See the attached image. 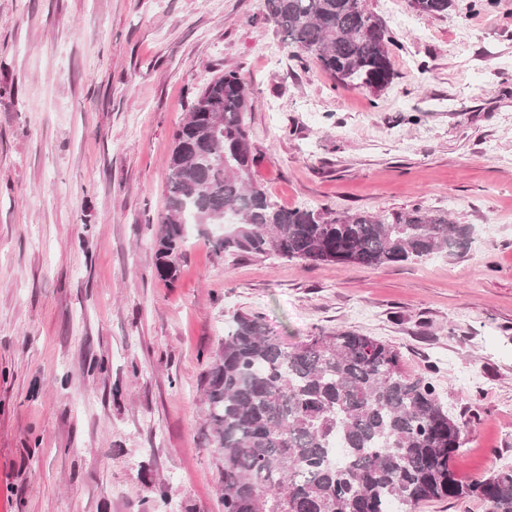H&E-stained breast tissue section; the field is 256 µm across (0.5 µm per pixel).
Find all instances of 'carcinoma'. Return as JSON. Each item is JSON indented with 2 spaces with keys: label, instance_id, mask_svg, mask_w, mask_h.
I'll use <instances>...</instances> for the list:
<instances>
[{
  "label": "carcinoma",
  "instance_id": "carcinoma-1",
  "mask_svg": "<svg viewBox=\"0 0 512 512\" xmlns=\"http://www.w3.org/2000/svg\"><path fill=\"white\" fill-rule=\"evenodd\" d=\"M443 15L450 0H411ZM265 18L297 57L341 84L376 91L394 79L392 28L361 0H264ZM253 103L228 70L194 94L173 132L168 209L155 268L178 277L185 228L224 225L217 255L311 265L376 267L435 254L463 257L473 227L420 205L378 215L283 208L252 181L258 163L246 120ZM213 447L221 454L224 512H415L475 497L512 512V464L461 480L454 461L468 422L452 417L432 377L413 375L391 345L350 330H319L287 344L262 316L240 313L205 378Z\"/></svg>",
  "mask_w": 512,
  "mask_h": 512
}]
</instances>
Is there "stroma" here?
<instances>
[{
  "label": "stroma",
  "mask_w": 512,
  "mask_h": 512,
  "mask_svg": "<svg viewBox=\"0 0 512 512\" xmlns=\"http://www.w3.org/2000/svg\"><path fill=\"white\" fill-rule=\"evenodd\" d=\"M399 35L384 91L295 59L263 0H0V512H224L204 374L239 313L298 343L351 330L432 370L468 420L464 480L512 461V0H363ZM227 70L279 205L474 227L463 257L154 265L172 134Z\"/></svg>",
  "instance_id": "stroma-1"
}]
</instances>
